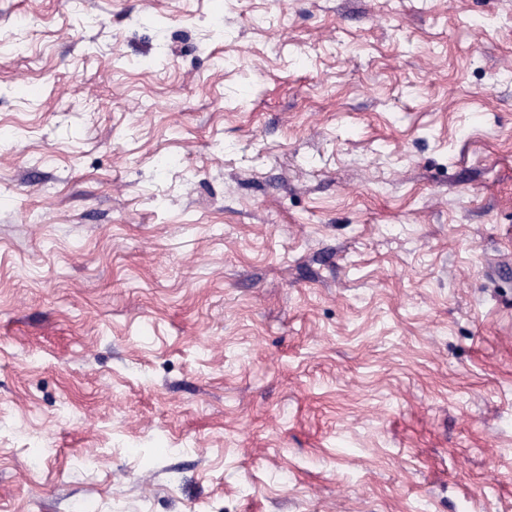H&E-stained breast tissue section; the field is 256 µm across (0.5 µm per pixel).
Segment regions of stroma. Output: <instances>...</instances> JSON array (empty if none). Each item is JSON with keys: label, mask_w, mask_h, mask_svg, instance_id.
Masks as SVG:
<instances>
[{"label": "stroma", "mask_w": 512, "mask_h": 512, "mask_svg": "<svg viewBox=\"0 0 512 512\" xmlns=\"http://www.w3.org/2000/svg\"><path fill=\"white\" fill-rule=\"evenodd\" d=\"M80 506L512 512V0H0V512Z\"/></svg>", "instance_id": "obj_1"}]
</instances>
